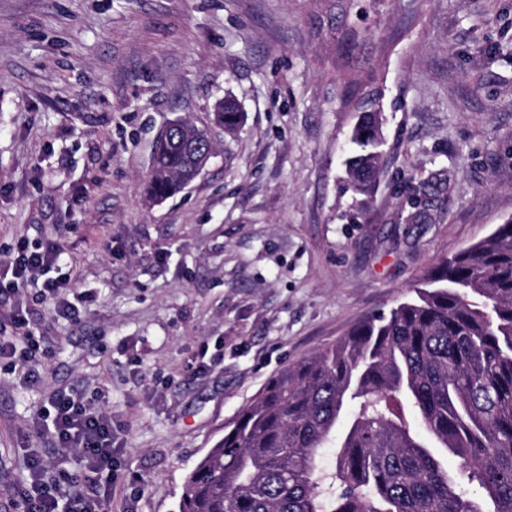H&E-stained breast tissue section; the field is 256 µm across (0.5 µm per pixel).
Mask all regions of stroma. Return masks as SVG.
I'll return each mask as SVG.
<instances>
[{
  "label": "stroma",
  "instance_id": "35a3bbf8",
  "mask_svg": "<svg viewBox=\"0 0 512 512\" xmlns=\"http://www.w3.org/2000/svg\"><path fill=\"white\" fill-rule=\"evenodd\" d=\"M369 92L383 174L361 204L343 162ZM179 118L215 155L148 204ZM510 218L512 0H0V254L59 244L88 294L69 321L36 282L0 290V336L23 307L47 350L34 385L0 362V512L29 456L81 474L36 415L71 392L112 415L111 512H179L271 376Z\"/></svg>",
  "mask_w": 512,
  "mask_h": 512
}]
</instances>
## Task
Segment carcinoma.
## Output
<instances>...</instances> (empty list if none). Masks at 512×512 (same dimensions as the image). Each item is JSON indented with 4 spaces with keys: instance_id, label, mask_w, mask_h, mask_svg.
Instances as JSON below:
<instances>
[{
    "instance_id": "carcinoma-1",
    "label": "carcinoma",
    "mask_w": 512,
    "mask_h": 512,
    "mask_svg": "<svg viewBox=\"0 0 512 512\" xmlns=\"http://www.w3.org/2000/svg\"><path fill=\"white\" fill-rule=\"evenodd\" d=\"M375 102H357L369 113L346 159L366 197L380 167ZM215 121L235 128L236 104L218 102ZM203 148L185 128L161 136L148 198L181 192ZM404 401L434 446L403 418ZM343 419L325 473L321 448ZM179 512H512V218L440 260L415 297L271 377L188 475Z\"/></svg>"
}]
</instances>
